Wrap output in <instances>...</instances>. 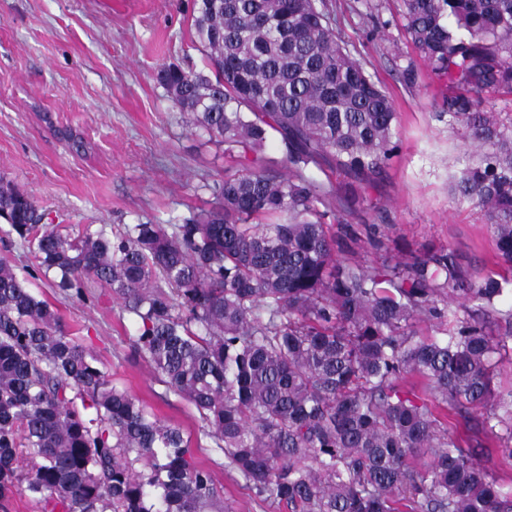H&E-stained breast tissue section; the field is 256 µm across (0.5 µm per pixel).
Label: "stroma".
Segmentation results:
<instances>
[{
    "instance_id": "stroma-1",
    "label": "stroma",
    "mask_w": 512,
    "mask_h": 512,
    "mask_svg": "<svg viewBox=\"0 0 512 512\" xmlns=\"http://www.w3.org/2000/svg\"><path fill=\"white\" fill-rule=\"evenodd\" d=\"M337 29L398 112L395 151L364 188L353 223L390 225L400 249L448 246L479 275L499 273L480 210L455 201L451 176L464 141L436 113L456 86L418 63L399 0H331ZM194 0H0V175L30 192L47 221L70 232L90 225L155 223L209 208L224 176V148L189 128L155 74L204 68L193 39ZM57 310L118 387L189 436L198 464L222 487L226 512H288L259 497L201 434L195 408L168 395L134 353L133 319L110 290L68 298L43 280Z\"/></svg>"
}]
</instances>
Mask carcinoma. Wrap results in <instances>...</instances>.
<instances>
[{"instance_id": "1", "label": "carcinoma", "mask_w": 512, "mask_h": 512, "mask_svg": "<svg viewBox=\"0 0 512 512\" xmlns=\"http://www.w3.org/2000/svg\"><path fill=\"white\" fill-rule=\"evenodd\" d=\"M401 4L414 47L458 88L437 113L468 143L454 198L484 212L511 268L512 118L475 96L512 94V0ZM195 6L208 72L169 65L156 80L238 161L209 210L72 239L0 176V232L34 259L22 274L0 259V500L224 512L191 441L112 384L32 288L43 278L79 300L110 289L136 323L134 352L194 406L225 465L289 512H512V488L477 459L498 427L512 458V389L492 378L512 341V307L500 308L512 280L477 277L444 246L393 252L389 225L351 223L346 191L312 176L326 167L362 184L395 148L393 101L346 48L328 0ZM450 415L465 435L448 431Z\"/></svg>"}]
</instances>
